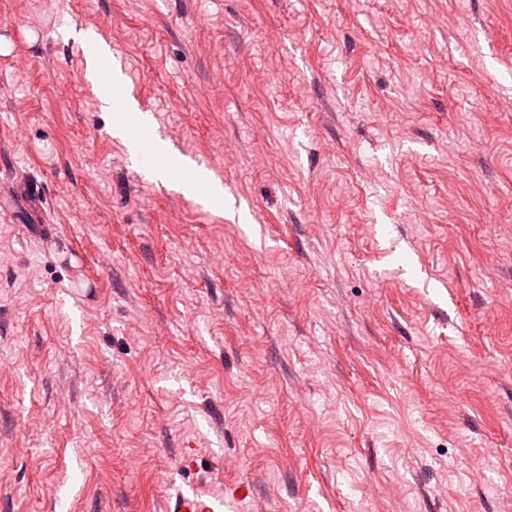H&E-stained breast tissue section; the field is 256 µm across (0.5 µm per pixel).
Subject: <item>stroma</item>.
Instances as JSON below:
<instances>
[{"label": "stroma", "instance_id": "stroma-1", "mask_svg": "<svg viewBox=\"0 0 512 512\" xmlns=\"http://www.w3.org/2000/svg\"><path fill=\"white\" fill-rule=\"evenodd\" d=\"M224 186L134 167L87 77ZM0 512H512V0H0ZM219 506L209 496L190 489L170 499L165 512H216Z\"/></svg>", "mask_w": 512, "mask_h": 512}]
</instances>
